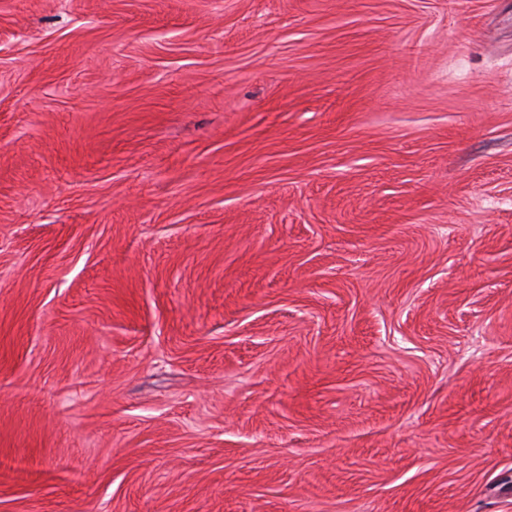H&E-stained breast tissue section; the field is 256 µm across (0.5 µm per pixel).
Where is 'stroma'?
<instances>
[{"mask_svg":"<svg viewBox=\"0 0 512 512\" xmlns=\"http://www.w3.org/2000/svg\"><path fill=\"white\" fill-rule=\"evenodd\" d=\"M0 512H512V0H0Z\"/></svg>","mask_w":512,"mask_h":512,"instance_id":"35a3bbf8","label":"stroma"}]
</instances>
